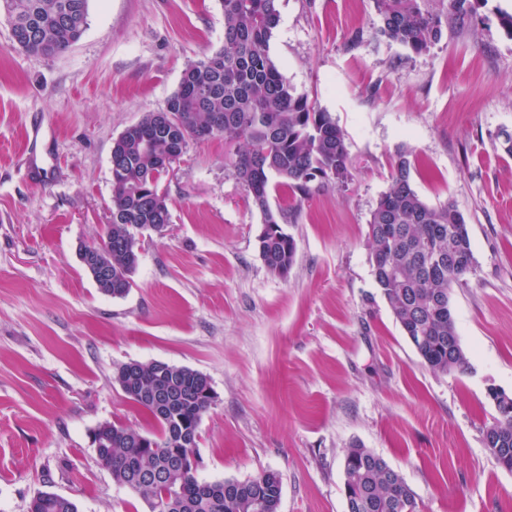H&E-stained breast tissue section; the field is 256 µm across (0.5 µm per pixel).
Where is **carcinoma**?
Instances as JSON below:
<instances>
[{"label": "carcinoma", "mask_w": 512, "mask_h": 512, "mask_svg": "<svg viewBox=\"0 0 512 512\" xmlns=\"http://www.w3.org/2000/svg\"><path fill=\"white\" fill-rule=\"evenodd\" d=\"M89 0H0L13 47L54 57L83 36ZM279 0H221L224 45L192 61L163 109L147 112L112 143V223L106 226L104 259L112 265V287L100 292L119 298L132 286L140 252L131 226L171 223L167 192L159 182L200 130L219 114L216 134L237 143L233 175L245 186L261 214L258 252L269 272L288 277L296 241L282 227L287 212L272 206L271 193L286 187L302 197L311 184L344 183L350 175L346 137L330 113L294 92L270 56L279 23ZM426 0H374L378 32L415 54L428 52L448 21L427 9ZM479 0H449L451 20L464 22ZM413 163L406 152L392 163L390 185L370 214L368 239L377 287L397 323L423 362L433 371L463 373L469 362L460 344L451 307V290L476 271L463 214L448 202L432 206L412 183ZM453 252L458 265L431 270L424 251ZM207 376L164 361L116 367L114 382L154 422L142 433L121 423H104L92 432L98 465L113 481L139 495L149 512H278L282 484L275 471L239 481L205 482L197 477L199 427L211 402L201 394ZM172 387L174 399L161 413L148 392ZM483 443L496 462L512 472V414L498 416L483 430ZM344 494L350 512H416L404 478L360 444L344 458ZM29 512H78L71 499L41 492Z\"/></svg>", "instance_id": "cac0c4a2"}]
</instances>
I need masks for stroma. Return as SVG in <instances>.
<instances>
[{
    "label": "stroma",
    "mask_w": 512,
    "mask_h": 512,
    "mask_svg": "<svg viewBox=\"0 0 512 512\" xmlns=\"http://www.w3.org/2000/svg\"><path fill=\"white\" fill-rule=\"evenodd\" d=\"M487 0L429 52L378 33L374 0H279L270 54L295 92L346 135V184L288 209L287 278L259 257L262 229L223 137L192 143L166 178L172 223L145 245L133 286L100 293L79 260L110 219L112 141L164 108L190 61L224 43L219 0H89L66 52L13 48L0 19V512L53 491L78 512H148L102 470L91 434L153 422L116 365L206 374L200 479L277 471L279 512H345L344 457L359 443L399 472L417 512H512V472L482 442L512 394V37ZM413 186L454 203L476 273L451 304L469 368L424 365L377 287L368 220L397 152Z\"/></svg>",
    "instance_id": "stroma-1"
}]
</instances>
